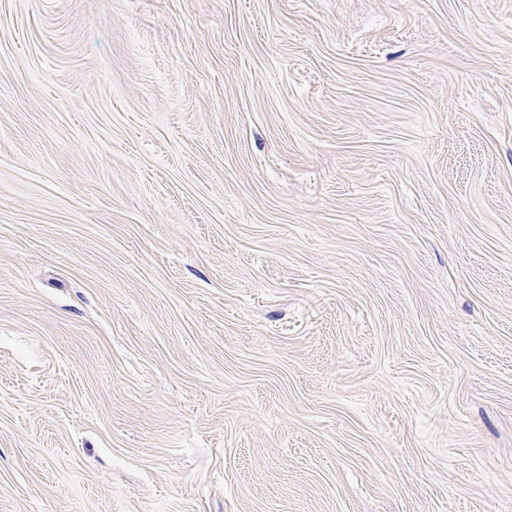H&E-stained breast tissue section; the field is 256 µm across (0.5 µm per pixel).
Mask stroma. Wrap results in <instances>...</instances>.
I'll return each instance as SVG.
<instances>
[{
  "mask_svg": "<svg viewBox=\"0 0 512 512\" xmlns=\"http://www.w3.org/2000/svg\"><path fill=\"white\" fill-rule=\"evenodd\" d=\"M0 512H512V0H0Z\"/></svg>",
  "mask_w": 512,
  "mask_h": 512,
  "instance_id": "35a3bbf8",
  "label": "stroma"
}]
</instances>
